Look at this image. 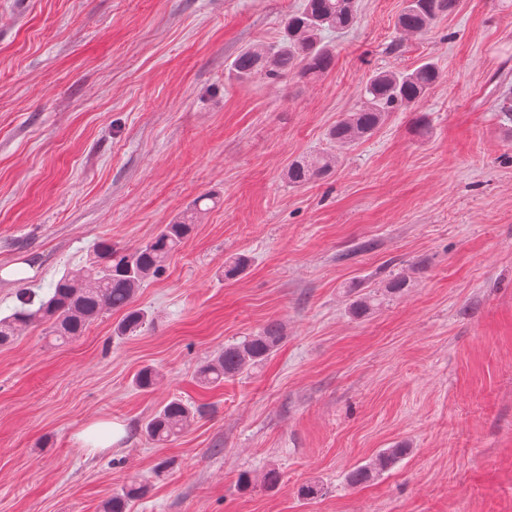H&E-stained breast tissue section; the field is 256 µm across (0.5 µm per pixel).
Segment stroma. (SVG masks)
Instances as JSON below:
<instances>
[{
	"label": "stroma",
	"instance_id": "stroma-1",
	"mask_svg": "<svg viewBox=\"0 0 512 512\" xmlns=\"http://www.w3.org/2000/svg\"><path fill=\"white\" fill-rule=\"evenodd\" d=\"M302 5L0 0V317L20 281L48 296L99 241L137 246L217 200L139 290L140 332L113 337L112 314L68 343L36 326L0 348V512H100L141 481L131 512H512V0H459L421 36L398 30L405 0H357L356 26L322 34L324 75L230 79ZM428 59L442 78L416 107L327 178L289 184L293 160L333 150L372 71ZM373 292L353 319L350 298ZM271 321L272 358L196 386L201 362ZM147 365L161 379L143 392ZM172 397L208 412L147 442L141 423ZM96 422L121 427L111 446ZM311 483L324 495L303 498ZM406 452L407 448H403L400 445H396L394 448H386L372 462L351 470L347 474L348 483L354 486L367 483L390 464L405 455Z\"/></svg>",
	"mask_w": 512,
	"mask_h": 512
}]
</instances>
